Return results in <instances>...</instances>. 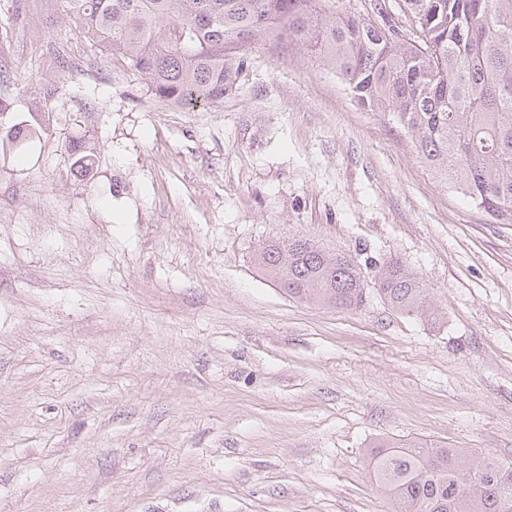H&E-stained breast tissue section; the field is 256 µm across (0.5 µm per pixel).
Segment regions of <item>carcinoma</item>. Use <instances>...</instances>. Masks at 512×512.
<instances>
[{
	"label": "carcinoma",
	"instance_id": "obj_1",
	"mask_svg": "<svg viewBox=\"0 0 512 512\" xmlns=\"http://www.w3.org/2000/svg\"><path fill=\"white\" fill-rule=\"evenodd\" d=\"M55 2L88 41L125 55L157 99L181 107L216 106L235 91L251 42L312 47L359 106L392 110L436 176L512 224V0H405L424 50L391 23L386 0H377L378 25L340 17L328 0ZM255 262L291 297L342 309L364 302L355 261L307 239L268 242ZM373 287L402 313L431 310L422 278L398 259L377 267ZM367 458L394 512H512V463L383 439Z\"/></svg>",
	"mask_w": 512,
	"mask_h": 512
}]
</instances>
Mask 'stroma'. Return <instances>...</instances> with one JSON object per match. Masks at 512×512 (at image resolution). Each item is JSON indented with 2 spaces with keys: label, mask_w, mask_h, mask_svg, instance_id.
Segmentation results:
<instances>
[{
  "label": "stroma",
  "mask_w": 512,
  "mask_h": 512,
  "mask_svg": "<svg viewBox=\"0 0 512 512\" xmlns=\"http://www.w3.org/2000/svg\"><path fill=\"white\" fill-rule=\"evenodd\" d=\"M52 14L0 0V129L43 125L0 147V512H392L377 439L512 462V224L310 50L188 109ZM292 238L435 316L289 297L253 257ZM373 287L384 302L402 313L425 316L431 310L422 278L399 259L384 260L377 267Z\"/></svg>",
  "instance_id": "35a3bbf8"
}]
</instances>
